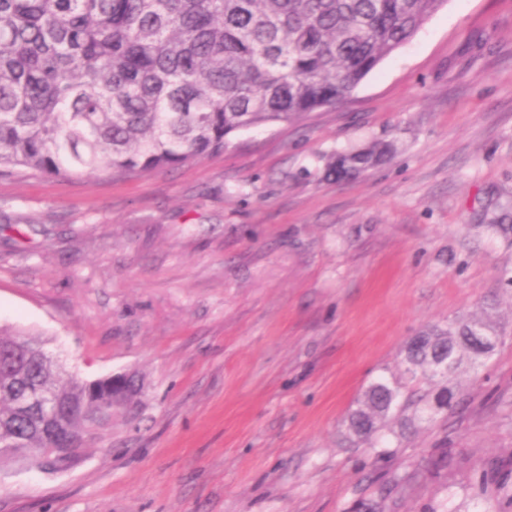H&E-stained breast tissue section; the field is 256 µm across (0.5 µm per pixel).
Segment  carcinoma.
Wrapping results in <instances>:
<instances>
[{
	"mask_svg": "<svg viewBox=\"0 0 512 512\" xmlns=\"http://www.w3.org/2000/svg\"><path fill=\"white\" fill-rule=\"evenodd\" d=\"M446 0H0V177L135 176L224 151L240 130L349 99ZM391 142L337 152L340 182L385 161ZM497 337L479 321L411 339V380L435 381L420 419L463 404L448 375L479 366ZM47 408L25 407L30 391ZM138 393L122 374L64 376L45 342L0 327V463L65 469ZM380 379L350 415L359 438L409 406ZM32 448H48L42 455Z\"/></svg>",
	"mask_w": 512,
	"mask_h": 512,
	"instance_id": "1",
	"label": "carcinoma"
}]
</instances>
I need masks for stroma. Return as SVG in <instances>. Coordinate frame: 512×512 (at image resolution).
I'll use <instances>...</instances> for the list:
<instances>
[{
	"instance_id": "obj_1",
	"label": "stroma",
	"mask_w": 512,
	"mask_h": 512,
	"mask_svg": "<svg viewBox=\"0 0 512 512\" xmlns=\"http://www.w3.org/2000/svg\"><path fill=\"white\" fill-rule=\"evenodd\" d=\"M391 157L336 184L337 150ZM512 0H446L343 104L140 176L0 178V324L66 373L137 375L69 469L0 512H512ZM487 319L448 419L363 440L422 331ZM412 394L401 402V393L387 381L380 379L370 385L363 401L350 415L349 429L359 438H368L377 432L395 411L409 407Z\"/></svg>"
}]
</instances>
